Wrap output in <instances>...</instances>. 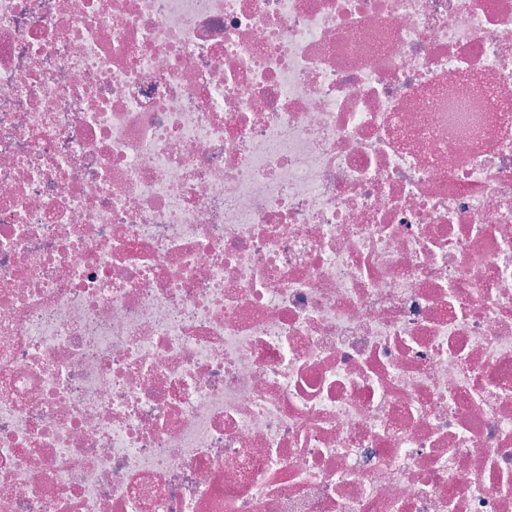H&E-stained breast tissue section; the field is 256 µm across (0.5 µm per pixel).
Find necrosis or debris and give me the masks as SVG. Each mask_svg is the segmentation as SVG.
Returning a JSON list of instances; mask_svg holds the SVG:
<instances>
[{"mask_svg": "<svg viewBox=\"0 0 512 512\" xmlns=\"http://www.w3.org/2000/svg\"><path fill=\"white\" fill-rule=\"evenodd\" d=\"M0 512H512V0H0Z\"/></svg>", "mask_w": 512, "mask_h": 512, "instance_id": "obj_1", "label": "necrosis or debris"}]
</instances>
